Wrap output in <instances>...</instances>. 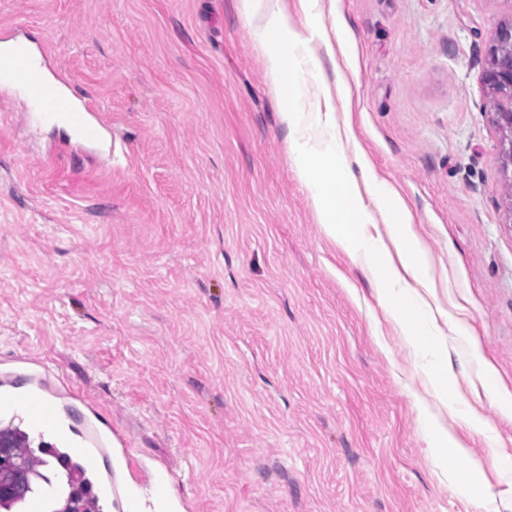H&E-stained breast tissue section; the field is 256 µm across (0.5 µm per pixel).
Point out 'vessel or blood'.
I'll return each instance as SVG.
<instances>
[{"instance_id": "1", "label": "vessel or blood", "mask_w": 512, "mask_h": 512, "mask_svg": "<svg viewBox=\"0 0 512 512\" xmlns=\"http://www.w3.org/2000/svg\"><path fill=\"white\" fill-rule=\"evenodd\" d=\"M0 77L22 85L42 117L64 120L76 144L101 139L100 123L60 81L48 76L27 42L8 39L5 53L0 54ZM77 398L68 379L44 359L20 355L13 367L0 369V414L20 417L41 437L58 431L75 456L98 473L100 488L115 512H130L127 489L133 477L126 463L125 440L104 426L99 411L72 421L71 403Z\"/></svg>"}]
</instances>
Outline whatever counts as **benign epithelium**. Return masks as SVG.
<instances>
[{
    "mask_svg": "<svg viewBox=\"0 0 512 512\" xmlns=\"http://www.w3.org/2000/svg\"><path fill=\"white\" fill-rule=\"evenodd\" d=\"M486 82L497 96L496 123L503 132L501 152L512 162V22L500 24L489 50Z\"/></svg>",
    "mask_w": 512,
    "mask_h": 512,
    "instance_id": "benign-epithelium-1",
    "label": "benign epithelium"
}]
</instances>
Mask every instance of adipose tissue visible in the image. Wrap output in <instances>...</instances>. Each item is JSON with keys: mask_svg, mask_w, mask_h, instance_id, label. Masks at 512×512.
<instances>
[{"mask_svg": "<svg viewBox=\"0 0 512 512\" xmlns=\"http://www.w3.org/2000/svg\"><path fill=\"white\" fill-rule=\"evenodd\" d=\"M245 19L255 20V42L264 53L266 68L280 104V118L288 131V152L296 175L309 190L311 206L326 237L338 242L370 274L376 292L392 305L393 317L417 357L430 368L428 389L448 410L456 411L476 432L485 422L475 413L457 408L448 391V345L437 342L426 313L425 293L434 284L425 277L426 254L412 228L404 201L378 182L348 128L339 125L333 110L305 111L298 82L320 64L303 51L280 0H238ZM380 222L386 236L368 232ZM430 448L439 462L455 458L459 467L452 484L481 490V470L447 429L435 428Z\"/></svg>", "mask_w": 512, "mask_h": 512, "instance_id": "obj_1", "label": "adipose tissue"}]
</instances>
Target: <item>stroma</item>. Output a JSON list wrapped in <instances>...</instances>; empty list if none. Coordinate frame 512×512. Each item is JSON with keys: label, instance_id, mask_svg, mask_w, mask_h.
I'll list each match as a JSON object with an SVG mask.
<instances>
[{"label": "stroma", "instance_id": "obj_1", "mask_svg": "<svg viewBox=\"0 0 512 512\" xmlns=\"http://www.w3.org/2000/svg\"><path fill=\"white\" fill-rule=\"evenodd\" d=\"M378 180L413 214L440 331L461 308L492 371L448 354L479 436L433 401L366 271L295 175L237 0H0V34L90 96L73 146L0 83V362L45 358L96 403L129 467L186 512H479L428 452L424 416L512 512V165L484 81L512 0H283ZM343 33L345 53L324 40Z\"/></svg>", "mask_w": 512, "mask_h": 512}]
</instances>
